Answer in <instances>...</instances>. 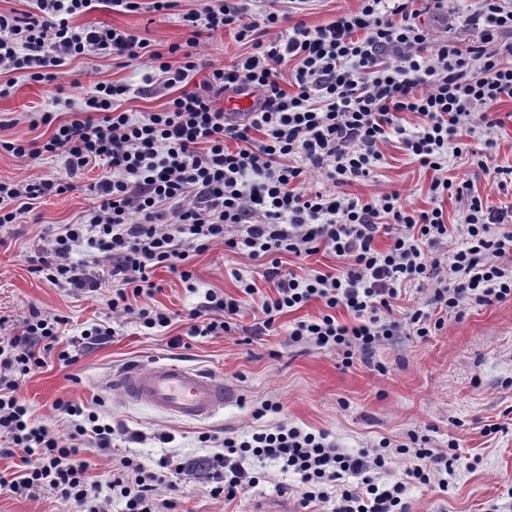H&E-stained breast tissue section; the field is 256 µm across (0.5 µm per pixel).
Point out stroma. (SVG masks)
<instances>
[{
  "instance_id": "obj_1",
  "label": "stroma",
  "mask_w": 512,
  "mask_h": 512,
  "mask_svg": "<svg viewBox=\"0 0 512 512\" xmlns=\"http://www.w3.org/2000/svg\"><path fill=\"white\" fill-rule=\"evenodd\" d=\"M140 3L134 12L103 7L76 17L75 22L127 30L164 48L184 41L181 15L203 6L202 0H177L171 13L160 19L151 9L152 0ZM470 5L471 0H450L447 13L425 17L434 39L454 38L465 45L477 41V33L464 21ZM148 72L143 59L88 57L67 66L61 82L75 102L99 82L129 85L134 93L122 108L137 117L163 109L178 94L177 89L147 82ZM12 79V94L0 98V119L13 120L14 125L0 129V140L50 135L52 129L46 125L30 130L25 116L62 113L65 105L52 104L45 87L21 72H14ZM381 151L382 167L372 178L349 186V193L367 199L397 189L411 206L430 208L433 171L410 162L397 139L383 144ZM64 173L62 157H50L32 167L0 149L2 181ZM99 175V169L86 170L74 180L72 190L43 198L22 223L0 230V316L7 319L0 327V341L13 335L15 324L34 306L69 319L59 345L75 355V363L67 366L56 354H48L45 366L22 383L36 417L50 416L51 405L59 398L95 406L101 415L144 434V441L130 444L125 453L152 465L206 455L199 440L204 432L243 435L279 424L328 431L350 452L377 447L385 438L404 441L414 431L427 436L431 447L444 450L454 436L460 440L461 455L476 459L475 468H457L444 490L435 485L411 487L407 493L410 512H512V300L469 308L462 317H448L427 339L401 337L379 346L372 360H358L350 367L343 366L341 355L333 350L286 346L294 322L318 313L315 302L283 314L260 337L249 331L254 314L248 307L243 310L242 330L230 335L194 337L178 319L171 327L148 335L132 316H112L106 305L112 281H103L95 293L60 288L31 273L27 262L42 239L94 206L96 197L90 187ZM256 270V261L215 245L194 257L191 282L156 269L153 280L159 289L151 302L178 315L202 302L211 289L238 299L242 296L238 277L254 276ZM95 323L108 324L115 334L108 344L83 348L78 343L80 333ZM175 337L180 340L176 346L171 343ZM155 362H179L205 370L236 387L238 400L214 418L181 421L122 402L118 392L106 388L109 375L120 368ZM380 363L385 372L377 371ZM267 400L279 402L281 412L256 417V409ZM494 423L502 425V432L484 434L485 425ZM160 432L169 434L168 443L157 440ZM251 467L263 472L264 480L232 502L212 497L204 483L190 494L163 485L158 497L176 501L177 512H256L262 501L277 497L279 484L295 481L269 462L255 461ZM0 512H77V508L47 489L22 495L0 489Z\"/></svg>"
}]
</instances>
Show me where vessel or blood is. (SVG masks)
Wrapping results in <instances>:
<instances>
[{
	"label": "vessel or blood",
	"mask_w": 512,
	"mask_h": 512,
	"mask_svg": "<svg viewBox=\"0 0 512 512\" xmlns=\"http://www.w3.org/2000/svg\"><path fill=\"white\" fill-rule=\"evenodd\" d=\"M255 107L256 97L251 89L224 96L226 115L237 116L254 111ZM108 385L120 391L124 401L151 407L176 419H206L238 399L233 386L210 373L177 363L148 367L132 363L113 373Z\"/></svg>",
	"instance_id": "b4317fda"
}]
</instances>
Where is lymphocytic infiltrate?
Wrapping results in <instances>:
<instances>
[{"label":"lymphocytic infiltrate","instance_id":"obj_1","mask_svg":"<svg viewBox=\"0 0 512 512\" xmlns=\"http://www.w3.org/2000/svg\"><path fill=\"white\" fill-rule=\"evenodd\" d=\"M101 4L117 12L140 7L138 0H29L23 15L0 12V74L23 72L58 103L65 67L104 54L148 58L163 86L191 81L195 87L134 118L118 108L130 87L100 82L71 119L29 116L30 128L52 126L48 138L0 141V149L30 165L60 156L65 167L56 178L0 180L1 228L18 223L35 201L67 192L70 179L88 167L101 170L91 187L96 205L44 242L31 259L32 273L88 292L110 278L117 283L107 301L112 314L134 315L148 330L167 328L173 313L148 303L157 289L154 271L190 281L191 256L220 242L262 263L258 279L241 282L244 296L258 294L261 280L273 288L256 307L253 335L269 332L283 313L317 302L320 312L296 321L287 343L339 350L348 366L400 337L431 336L446 316L512 299V203L493 205L469 180L449 178L445 170L448 157L467 155L498 190L512 185V167L494 165L488 152L498 122L486 111L512 99V65L503 63L512 56V0H476L466 22L479 41L467 47L434 39L420 21L444 12L447 0H360L356 10L313 29L291 22L286 11L250 21L240 0H220L183 14L188 37L164 52L133 33L75 25V17ZM227 30L251 45V53L227 67L208 66L197 51L202 38ZM175 54L176 66L169 62ZM243 87L255 93V110L225 117L221 97ZM405 113L417 116L415 130L402 125ZM393 135L412 161L433 171L430 209L408 206L396 190L368 201L345 193L377 169L380 146ZM478 137L484 149L471 147ZM313 172L331 181L334 192L306 188ZM448 196L463 204L462 221L453 226L444 213ZM382 236L388 243L381 248ZM77 246L86 262L72 261ZM323 248L334 251L339 269L300 276L282 267L281 255L308 257ZM90 265L101 277L87 273ZM410 286L430 288L425 305L400 308ZM340 308L351 322L338 321ZM242 309L241 299L207 291L186 313L189 333L235 332ZM66 324L65 317L33 308L19 332L0 343V457L21 461L14 478L0 476V487L13 493L49 489L81 512H105L106 493L123 502V512H174L175 502L157 499L160 485L187 489L203 479L212 496L230 502L258 484V473L245 466L253 458L296 477L290 491L305 512L322 504L332 512H409L410 487L447 489L446 474L463 464L454 437L444 450L413 433L402 444L384 440L351 453L329 432L278 425L240 437L201 434V442H220V451L153 469L118 449L142 442L140 431L89 406L53 402L67 425L63 434L33 419L21 384L44 367L48 352L72 362L68 350L56 348ZM88 446L111 458L109 480L90 475ZM393 453L405 459L404 473L381 481Z\"/></svg>","mask_w":512,"mask_h":512}]
</instances>
